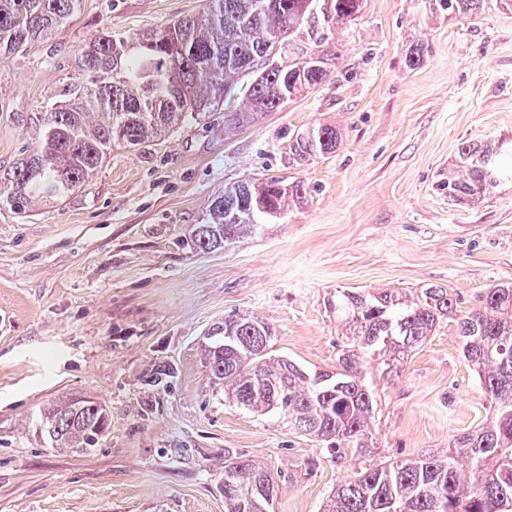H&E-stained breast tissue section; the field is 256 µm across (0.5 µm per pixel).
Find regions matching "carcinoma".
Instances as JSON below:
<instances>
[{"mask_svg": "<svg viewBox=\"0 0 512 512\" xmlns=\"http://www.w3.org/2000/svg\"><path fill=\"white\" fill-rule=\"evenodd\" d=\"M487 0H429L448 19L482 13ZM80 0H0V54H22L61 31ZM360 0H205L203 11L143 32L97 34L55 90L37 141L0 172V207L25 214L69 198L97 174L113 146L137 147L191 120L224 113L228 134L313 92L335 70L333 40ZM242 96L245 108L229 110ZM340 128L314 123L288 143L301 165L336 152ZM512 181V145L462 143L440 188L448 203L474 206ZM299 181L245 178L224 185L194 238L202 250L257 234L260 225L304 204ZM348 327L336 370L270 355L272 327L232 316L205 347L211 379L225 399L259 417L277 411L300 433L339 453L374 449L377 408L367 364L391 377L444 319L456 322L461 353L492 402L488 423L454 436L448 448L360 467L328 495L323 512H512V285L487 290L458 314L448 289L414 298L391 290L336 291ZM59 450L88 452L108 429L91 399L64 400L41 414ZM271 477L252 459L224 457V512H263Z\"/></svg>", "mask_w": 512, "mask_h": 512, "instance_id": "carcinoma-1", "label": "carcinoma"}]
</instances>
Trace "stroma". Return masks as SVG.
<instances>
[{"label": "stroma", "mask_w": 512, "mask_h": 512, "mask_svg": "<svg viewBox=\"0 0 512 512\" xmlns=\"http://www.w3.org/2000/svg\"><path fill=\"white\" fill-rule=\"evenodd\" d=\"M202 6L82 0L61 33L0 55V169L32 147L97 30L152 29ZM340 38L318 90L233 135L218 114L113 149L65 201L0 209V512H224L228 452L280 472L274 512H322L358 458L226 401L203 358L213 327L257 316L275 331L273 354L332 370L347 341L337 289L434 284L464 313L512 284V182L476 206L437 188L462 142L512 143V12L451 20L423 0H363ZM318 121L340 128V147L289 164L292 135ZM246 176L302 182L306 202L253 237L199 249L193 230L212 198ZM164 368L171 377L157 383ZM374 385L377 460L445 448L491 415L450 319L398 379ZM70 398L108 413L92 451L51 448L36 430Z\"/></svg>", "instance_id": "stroma-1"}]
</instances>
